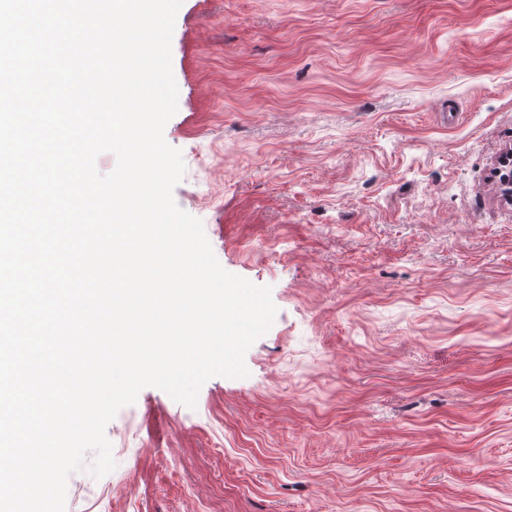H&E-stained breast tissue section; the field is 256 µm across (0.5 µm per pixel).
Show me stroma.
<instances>
[{"label":"stroma","mask_w":512,"mask_h":512,"mask_svg":"<svg viewBox=\"0 0 512 512\" xmlns=\"http://www.w3.org/2000/svg\"><path fill=\"white\" fill-rule=\"evenodd\" d=\"M171 49L173 198L278 312L65 512H512V0H183ZM502 201L512 204V149L502 152L493 167Z\"/></svg>","instance_id":"1"}]
</instances>
